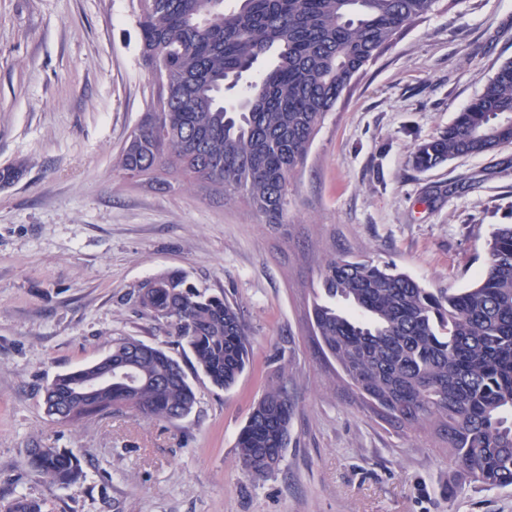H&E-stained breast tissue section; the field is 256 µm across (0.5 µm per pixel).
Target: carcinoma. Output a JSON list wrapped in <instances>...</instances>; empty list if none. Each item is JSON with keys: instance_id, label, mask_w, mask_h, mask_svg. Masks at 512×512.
Segmentation results:
<instances>
[{"instance_id": "obj_1", "label": "carcinoma", "mask_w": 512, "mask_h": 512, "mask_svg": "<svg viewBox=\"0 0 512 512\" xmlns=\"http://www.w3.org/2000/svg\"><path fill=\"white\" fill-rule=\"evenodd\" d=\"M440 0H137L145 67L161 73L146 112L124 141L114 168L122 178L161 189L182 176L201 191L240 200L264 223H288L291 178L304 166L318 129L352 79L404 27ZM241 87L237 104L224 90ZM512 145V60L438 136L419 143L412 165L425 170L459 156ZM312 316L322 351L339 364L364 404L401 429L429 430L464 474L489 488L512 486V224L487 243L478 281L433 293L396 267L352 254L325 257ZM139 307L164 321L192 355V374L219 389L235 386L249 363L241 310L223 294L201 292L179 271L145 279ZM143 350L137 373L147 380L134 401L120 387L77 400L70 420L130 410L173 422L196 394L180 362L134 338L112 353ZM277 381L254 405L237 439L242 467L249 452L283 456L295 405L288 397L286 348L272 358ZM79 369L45 388L53 395L83 385ZM27 466L51 486L85 479L67 448H29ZM20 496L6 512H43Z\"/></svg>"}]
</instances>
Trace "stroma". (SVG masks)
<instances>
[{"label":"stroma","mask_w":512,"mask_h":512,"mask_svg":"<svg viewBox=\"0 0 512 512\" xmlns=\"http://www.w3.org/2000/svg\"><path fill=\"white\" fill-rule=\"evenodd\" d=\"M512 59V0H440L407 25L327 113L272 230L243 203L122 179L113 166L146 110L131 0H0V512H512V487L461 475L429 432L377 418L316 343L311 310L326 251L391 263L430 290L473 285L497 225L512 224V146L419 171L415 146L447 127ZM180 269L237 300L252 352L237 384L193 385L168 423L126 411L58 422L43 389L130 337L182 358L132 293ZM288 356L291 440L265 477L236 441ZM70 448L85 481L52 487L26 451Z\"/></svg>","instance_id":"stroma-1"}]
</instances>
